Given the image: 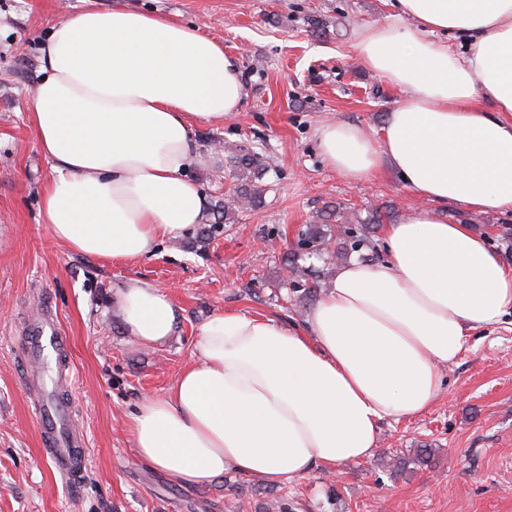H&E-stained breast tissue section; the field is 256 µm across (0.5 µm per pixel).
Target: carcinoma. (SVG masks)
Segmentation results:
<instances>
[{"instance_id":"cac0c4a2","label":"carcinoma","mask_w":512,"mask_h":512,"mask_svg":"<svg viewBox=\"0 0 512 512\" xmlns=\"http://www.w3.org/2000/svg\"><path fill=\"white\" fill-rule=\"evenodd\" d=\"M229 164V176L234 182V195L238 199L236 207L240 210H256L264 199L266 185L263 183L267 165L262 156L244 144H231L224 147ZM338 235L330 224H308L301 231L297 258L288 261L287 267L294 273L303 272L297 265L300 259L327 261L329 258H340L344 255L340 249H325L331 242H336ZM434 450L418 448L412 458H398L397 469L402 470L408 465L424 466L431 462Z\"/></svg>"}]
</instances>
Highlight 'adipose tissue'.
<instances>
[{
    "mask_svg": "<svg viewBox=\"0 0 512 512\" xmlns=\"http://www.w3.org/2000/svg\"><path fill=\"white\" fill-rule=\"evenodd\" d=\"M355 47L402 98L378 131L320 126L325 162L352 179L391 165L423 203L383 233L385 258L342 265L302 325L237 312L204 322L193 360L127 420L136 453L184 487L227 471L273 485L370 456L384 421L417 416L471 332L512 311V269L448 205L512 210V0H397ZM466 36L464 52L432 41ZM28 125L50 164L39 217L71 252L123 264L204 220L187 172L197 122L239 111L237 59L197 28L134 9L64 16L41 46ZM129 336L164 343L177 310L128 279Z\"/></svg>",
    "mask_w": 512,
    "mask_h": 512,
    "instance_id": "obj_1",
    "label": "adipose tissue"
}]
</instances>
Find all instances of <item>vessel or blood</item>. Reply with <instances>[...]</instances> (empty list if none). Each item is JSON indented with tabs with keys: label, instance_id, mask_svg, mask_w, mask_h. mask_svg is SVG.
Listing matches in <instances>:
<instances>
[{
	"label": "vessel or blood",
	"instance_id": "1",
	"mask_svg": "<svg viewBox=\"0 0 512 512\" xmlns=\"http://www.w3.org/2000/svg\"><path fill=\"white\" fill-rule=\"evenodd\" d=\"M66 344L67 338L56 317L49 316L33 329L24 358L26 362H38L50 368L56 365ZM35 414L42 436L51 447L58 471L65 477L71 491L79 492L83 473L75 463V455L83 440L72 431L67 411L61 404L44 403L36 407Z\"/></svg>",
	"mask_w": 512,
	"mask_h": 512
}]
</instances>
